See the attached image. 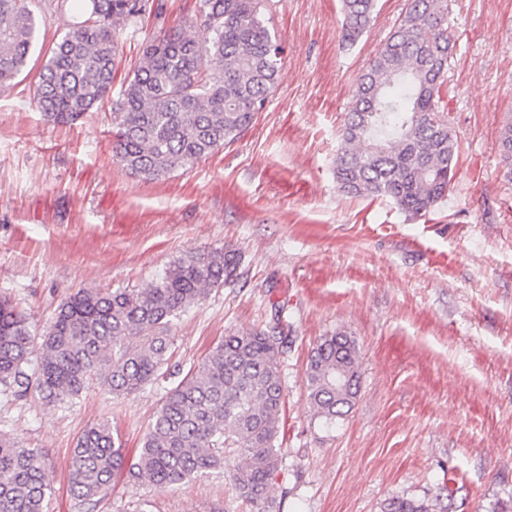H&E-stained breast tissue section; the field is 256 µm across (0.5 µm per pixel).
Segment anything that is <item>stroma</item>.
<instances>
[{
	"instance_id": "1",
	"label": "stroma",
	"mask_w": 512,
	"mask_h": 512,
	"mask_svg": "<svg viewBox=\"0 0 512 512\" xmlns=\"http://www.w3.org/2000/svg\"><path fill=\"white\" fill-rule=\"evenodd\" d=\"M59 2L38 0L48 47L76 20ZM157 2L119 32L120 76L157 32L200 36L195 0ZM406 7L377 0L350 45L340 0H263L282 48L265 110L234 143L152 181L114 159L111 100L53 124L37 109L36 74L0 93V294L34 334L78 289L142 288L192 252L241 255L238 279L176 320L166 374L136 394L95 383L51 408L0 394V432L44 454L51 512H83L69 473L87 427L109 422L126 466L135 463L167 392L213 343L277 325L285 412L273 512H381L397 496L437 498L448 512H512V183L498 156L512 116V0H449L459 157L447 198L411 218L336 187L351 92ZM338 331L358 346L360 392L329 427L313 415L305 369ZM94 512L249 509L220 470L159 489L129 484L123 469Z\"/></svg>"
}]
</instances>
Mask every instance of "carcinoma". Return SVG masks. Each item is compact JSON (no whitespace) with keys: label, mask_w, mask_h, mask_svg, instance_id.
<instances>
[{"label":"carcinoma","mask_w":512,"mask_h":512,"mask_svg":"<svg viewBox=\"0 0 512 512\" xmlns=\"http://www.w3.org/2000/svg\"><path fill=\"white\" fill-rule=\"evenodd\" d=\"M85 18L49 50L36 83L37 106L56 123L90 111L118 72L116 31L152 10L149 0H78ZM377 0H341L343 38L353 44L370 26ZM199 40L175 27L151 39L115 102L112 152L129 173L158 179L187 169L227 145L257 119L278 82L281 48L261 0H197ZM35 0H0V91L29 67L39 44ZM448 0H409L396 29L356 83L336 155L340 192L388 198L422 216L447 195L458 144L448 123ZM503 177L512 181V119L500 137ZM233 249L191 253L143 288H81L34 336L25 312L0 297V392L35 391L54 406L97 381L130 396L156 380L170 358L174 321L214 288L237 278ZM281 337L229 335L213 345L166 396L143 437L128 482L176 488L222 470L231 491L254 512H269L279 475L275 441L284 388ZM38 355H33V351ZM359 355L343 332L313 348L305 375L314 414L331 424L359 393ZM123 464L109 422L89 427L70 464V494L96 508ZM54 489L44 456L0 433V512H50ZM427 499L393 497L383 512H437Z\"/></svg>","instance_id":"obj_1"}]
</instances>
